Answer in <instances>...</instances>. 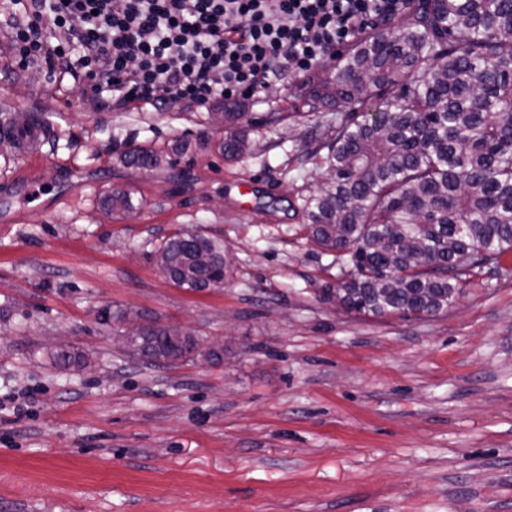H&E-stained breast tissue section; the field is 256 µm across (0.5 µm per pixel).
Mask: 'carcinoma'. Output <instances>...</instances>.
<instances>
[{
	"label": "carcinoma",
	"instance_id": "carcinoma-1",
	"mask_svg": "<svg viewBox=\"0 0 512 512\" xmlns=\"http://www.w3.org/2000/svg\"><path fill=\"white\" fill-rule=\"evenodd\" d=\"M308 98L312 111L344 110L326 154H305L327 177L302 210L308 237L352 266L336 289L345 308L440 312L464 276L512 251V0H411L400 23L362 37ZM371 101L374 111H363ZM244 117L204 116L224 124L227 160L249 151ZM125 160L152 168L162 158L138 149ZM110 206L134 210L119 189ZM203 253L212 257L206 268ZM225 258L219 239L193 233L157 254L187 289L224 284ZM197 348L159 342L151 361L175 363Z\"/></svg>",
	"mask_w": 512,
	"mask_h": 512
}]
</instances>
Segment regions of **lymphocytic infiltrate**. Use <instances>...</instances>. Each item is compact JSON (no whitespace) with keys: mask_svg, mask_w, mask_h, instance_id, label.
Wrapping results in <instances>:
<instances>
[{"mask_svg":"<svg viewBox=\"0 0 512 512\" xmlns=\"http://www.w3.org/2000/svg\"><path fill=\"white\" fill-rule=\"evenodd\" d=\"M10 36L53 91L89 77L119 105L202 109L308 75L406 0H10Z\"/></svg>","mask_w":512,"mask_h":512,"instance_id":"1","label":"lymphocytic infiltrate"}]
</instances>
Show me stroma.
<instances>
[{
  "instance_id": "35a3bbf8",
  "label": "stroma",
  "mask_w": 512,
  "mask_h": 512,
  "mask_svg": "<svg viewBox=\"0 0 512 512\" xmlns=\"http://www.w3.org/2000/svg\"><path fill=\"white\" fill-rule=\"evenodd\" d=\"M306 91L287 74L237 100L253 151L228 162L180 103L93 107L88 84L0 72V126L48 130L39 156L0 154V399L24 406L0 409V512H512V252L439 313L344 310L349 267L303 229L304 155L336 127L300 117ZM149 146L165 163H121ZM116 188L138 213L108 209ZM180 231L223 241V287L161 271ZM140 317L221 359L129 356L114 338Z\"/></svg>"
}]
</instances>
